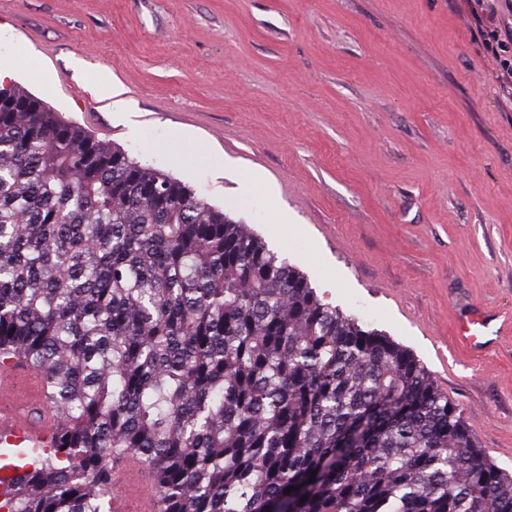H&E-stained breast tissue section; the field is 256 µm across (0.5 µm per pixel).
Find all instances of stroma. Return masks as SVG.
Masks as SVG:
<instances>
[{"label":"stroma","mask_w":512,"mask_h":512,"mask_svg":"<svg viewBox=\"0 0 512 512\" xmlns=\"http://www.w3.org/2000/svg\"><path fill=\"white\" fill-rule=\"evenodd\" d=\"M489 29L512 30L507 0H0V82L246 225L409 350L512 474V320L481 358L458 335L512 317V77Z\"/></svg>","instance_id":"1"}]
</instances>
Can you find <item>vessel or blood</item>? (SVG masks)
<instances>
[{
	"mask_svg": "<svg viewBox=\"0 0 512 512\" xmlns=\"http://www.w3.org/2000/svg\"><path fill=\"white\" fill-rule=\"evenodd\" d=\"M501 315L479 310L469 316L459 334L481 354H488ZM0 399L8 400L10 410L0 412L1 448H46L51 443L60 414L46 402L44 384L22 359L0 371ZM112 483L119 495L112 502L113 512H156L154 480L138 459L125 458L112 469Z\"/></svg>",
	"mask_w": 512,
	"mask_h": 512,
	"instance_id": "1",
	"label": "vessel or blood"
}]
</instances>
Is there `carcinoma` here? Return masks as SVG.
Masks as SVG:
<instances>
[{
	"instance_id": "1",
	"label": "carcinoma",
	"mask_w": 512,
	"mask_h": 512,
	"mask_svg": "<svg viewBox=\"0 0 512 512\" xmlns=\"http://www.w3.org/2000/svg\"><path fill=\"white\" fill-rule=\"evenodd\" d=\"M17 356L63 423L0 475V512H104L128 455L157 512H512V475L407 349L182 182L10 85L0 366Z\"/></svg>"
}]
</instances>
